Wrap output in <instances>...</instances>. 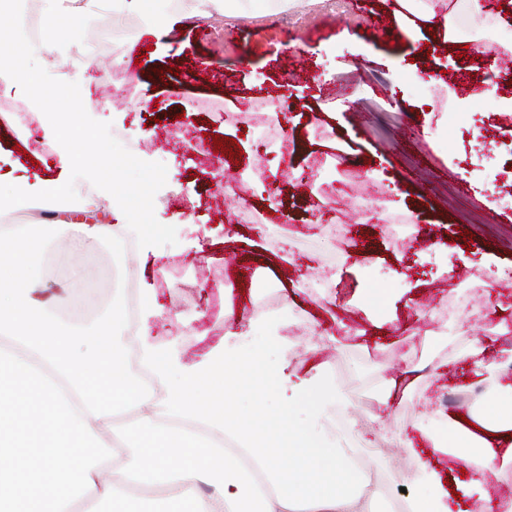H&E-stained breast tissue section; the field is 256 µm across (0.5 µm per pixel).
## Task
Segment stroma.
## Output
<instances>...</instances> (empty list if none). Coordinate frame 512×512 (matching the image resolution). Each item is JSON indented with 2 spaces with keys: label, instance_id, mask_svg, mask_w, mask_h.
<instances>
[{
  "label": "stroma",
  "instance_id": "1",
  "mask_svg": "<svg viewBox=\"0 0 512 512\" xmlns=\"http://www.w3.org/2000/svg\"><path fill=\"white\" fill-rule=\"evenodd\" d=\"M396 9L395 0H289L275 15L214 9L189 18L180 2L147 0L143 12L124 13L133 31L116 47L135 77L130 103L103 100L97 70L83 68L51 86L44 104L49 116L77 111L103 132L88 150L99 165L118 166L129 190L125 212L112 221L146 225L155 249L128 254L94 237L78 248L71 233H61L43 250L38 300L66 315L73 273L90 271L100 281L82 303L101 317L120 285V265H139L157 296V330L171 333L189 365L223 348L225 308L245 323L277 302L302 355L297 374L317 366L337 374L361 446L390 465L372 475L376 512H395L400 494L423 493L396 478L410 458L395 435L423 412L424 399L443 407L450 393L484 389L470 370L449 361L451 348L491 338L512 347V334L496 332L500 321L512 323V293L501 289L512 283V208L501 193L512 170V138L483 101L467 98L476 80L485 81L490 95L512 98V71L495 56L486 67L474 65L467 53L430 38L390 42L383 29L396 25ZM430 86L453 105L454 117L431 105ZM75 87L81 99H74ZM273 99L283 105V126L296 135L298 151L264 164L247 125L224 115L251 113ZM159 102L168 113L161 123ZM122 128L143 139L148 152L126 155L111 139ZM483 135L495 139L489 160L474 154ZM218 142L223 152H216ZM320 150L337 151L340 164L319 173L317 183L343 180L351 168L368 206H378L384 190L400 201L401 213L412 218L405 244L383 223H362L344 193L331 200L328 217L345 224V243L309 232L306 213L316 202L289 172ZM465 157L470 165L459 166ZM261 165L283 176L284 213L267 207L265 187L253 176ZM222 172L251 178L263 235L236 223L235 202L212 180ZM63 175L34 137L0 122V190L20 183L35 191ZM284 238L285 257L278 247ZM171 267L180 271V283L164 277ZM475 272L487 283L483 320L473 323L462 313L437 319L434 305L466 293ZM216 277L223 287H209ZM371 288L398 289L385 314L362 303ZM408 350L426 365V377L394 409L365 412L362 399L402 373Z\"/></svg>",
  "mask_w": 512,
  "mask_h": 512
}]
</instances>
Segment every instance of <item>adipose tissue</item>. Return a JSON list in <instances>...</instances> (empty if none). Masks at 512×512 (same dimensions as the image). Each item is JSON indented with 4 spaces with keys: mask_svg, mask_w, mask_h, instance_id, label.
I'll return each instance as SVG.
<instances>
[{
    "mask_svg": "<svg viewBox=\"0 0 512 512\" xmlns=\"http://www.w3.org/2000/svg\"><path fill=\"white\" fill-rule=\"evenodd\" d=\"M408 16L400 29L431 30L459 48L461 20L484 26L498 18L480 0H399ZM55 29H47L37 71L14 79L29 100L47 90ZM66 181L43 184L34 195L18 186L0 193V211L78 203L76 178L93 172L79 151L102 132L80 122L45 121ZM61 230L57 224L0 229V512H143L132 490L161 486L171 512H375L370 468L354 463L360 450L338 433L347 396L325 370L292 383L298 357L290 321H263L262 345L228 325L224 356L184 367L157 342L150 308L129 319L113 301L101 322L75 326L34 298L37 256ZM456 360L487 374L489 388L466 414L425 411L400 429L403 447L423 439L429 456L415 455L407 478L427 491L406 499L405 512H450L434 456H452L485 470L512 462V349L475 341ZM151 380H143V372ZM248 392L240 408L235 394ZM294 392L308 421L298 424L286 399ZM134 412L133 426L118 424Z\"/></svg>",
    "mask_w": 512,
    "mask_h": 512,
    "instance_id": "obj_1",
    "label": "adipose tissue"
}]
</instances>
